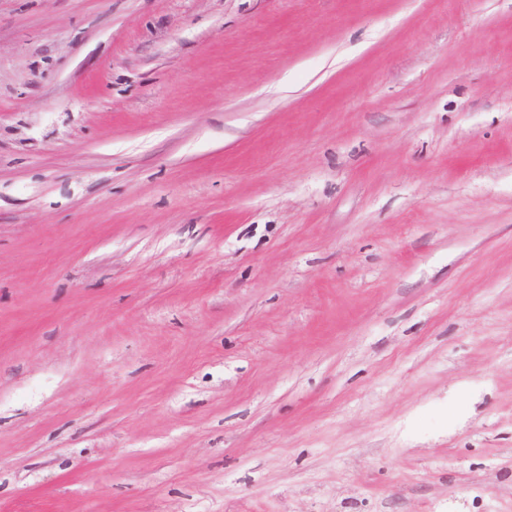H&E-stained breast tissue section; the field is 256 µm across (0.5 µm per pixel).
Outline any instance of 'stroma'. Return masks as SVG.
Returning <instances> with one entry per match:
<instances>
[{
	"label": "stroma",
	"mask_w": 512,
	"mask_h": 512,
	"mask_svg": "<svg viewBox=\"0 0 512 512\" xmlns=\"http://www.w3.org/2000/svg\"><path fill=\"white\" fill-rule=\"evenodd\" d=\"M0 512H512V0H0Z\"/></svg>",
	"instance_id": "obj_1"
}]
</instances>
